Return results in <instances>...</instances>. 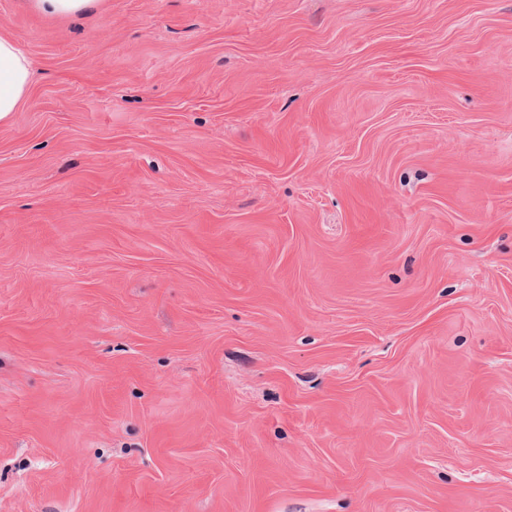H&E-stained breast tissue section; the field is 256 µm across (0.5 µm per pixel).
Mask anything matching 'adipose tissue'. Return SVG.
<instances>
[{"mask_svg": "<svg viewBox=\"0 0 512 512\" xmlns=\"http://www.w3.org/2000/svg\"><path fill=\"white\" fill-rule=\"evenodd\" d=\"M31 62L15 40L0 37V122L9 121L29 90Z\"/></svg>", "mask_w": 512, "mask_h": 512, "instance_id": "obj_1", "label": "adipose tissue"}]
</instances>
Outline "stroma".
<instances>
[{
  "label": "stroma",
  "mask_w": 512,
  "mask_h": 512,
  "mask_svg": "<svg viewBox=\"0 0 512 512\" xmlns=\"http://www.w3.org/2000/svg\"><path fill=\"white\" fill-rule=\"evenodd\" d=\"M0 35V512H512V0ZM31 62L15 40L0 37V122H8L29 90Z\"/></svg>",
  "instance_id": "1"
}]
</instances>
